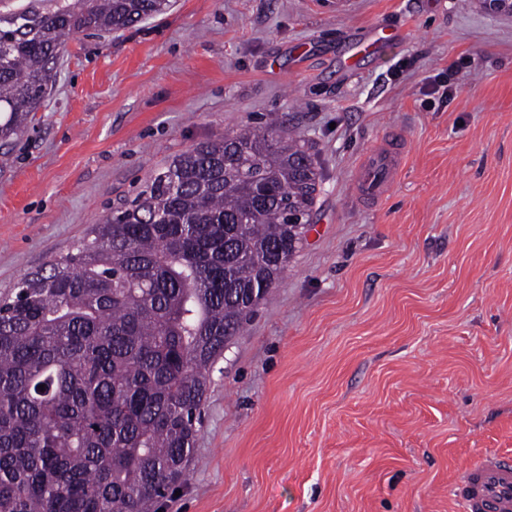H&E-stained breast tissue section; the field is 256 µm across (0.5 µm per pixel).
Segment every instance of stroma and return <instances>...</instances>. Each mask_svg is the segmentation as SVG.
Instances as JSON below:
<instances>
[{"instance_id": "obj_1", "label": "stroma", "mask_w": 512, "mask_h": 512, "mask_svg": "<svg viewBox=\"0 0 512 512\" xmlns=\"http://www.w3.org/2000/svg\"><path fill=\"white\" fill-rule=\"evenodd\" d=\"M384 27L401 39L360 52ZM245 126L298 133L321 179L301 249L210 370L163 512H460L462 470L512 456V14L173 0L76 34L0 165V299L152 170ZM395 131L400 173L360 204L361 163Z\"/></svg>"}]
</instances>
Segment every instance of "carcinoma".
<instances>
[{
    "label": "carcinoma",
    "instance_id": "cac0c4a2",
    "mask_svg": "<svg viewBox=\"0 0 512 512\" xmlns=\"http://www.w3.org/2000/svg\"><path fill=\"white\" fill-rule=\"evenodd\" d=\"M170 6L0 0V142L25 133L76 34ZM319 181L301 140L227 133L20 278L0 303V512H157L186 479L210 368L299 251Z\"/></svg>",
    "mask_w": 512,
    "mask_h": 512
}]
</instances>
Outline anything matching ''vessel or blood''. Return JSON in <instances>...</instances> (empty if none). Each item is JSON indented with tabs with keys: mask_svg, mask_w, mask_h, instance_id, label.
I'll return each instance as SVG.
<instances>
[{
	"mask_svg": "<svg viewBox=\"0 0 512 512\" xmlns=\"http://www.w3.org/2000/svg\"><path fill=\"white\" fill-rule=\"evenodd\" d=\"M399 170L398 151L378 147L363 160L357 199L376 202L394 184ZM463 512H512V461L486 456L468 465L453 488Z\"/></svg>",
	"mask_w": 512,
	"mask_h": 512,
	"instance_id": "vessel-or-blood-1",
	"label": "vessel or blood"
}]
</instances>
